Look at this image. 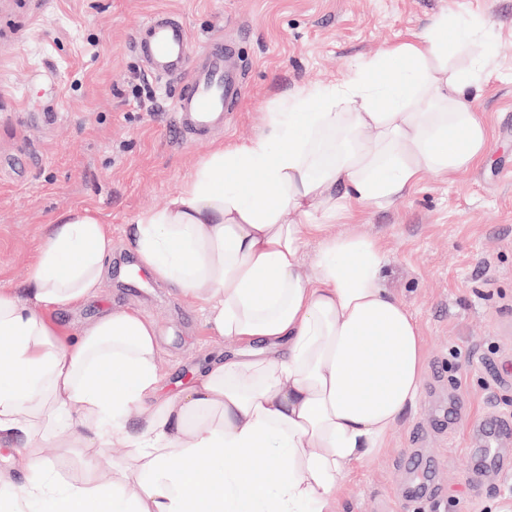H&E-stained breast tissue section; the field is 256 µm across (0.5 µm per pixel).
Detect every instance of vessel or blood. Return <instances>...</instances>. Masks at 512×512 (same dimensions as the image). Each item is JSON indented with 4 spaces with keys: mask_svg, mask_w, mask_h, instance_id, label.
<instances>
[{
    "mask_svg": "<svg viewBox=\"0 0 512 512\" xmlns=\"http://www.w3.org/2000/svg\"><path fill=\"white\" fill-rule=\"evenodd\" d=\"M131 49L170 101L177 142L202 139L241 98V74L229 64L235 47L219 35L194 45L179 13L160 10L137 24Z\"/></svg>",
    "mask_w": 512,
    "mask_h": 512,
    "instance_id": "obj_1",
    "label": "vessel or blood"
}]
</instances>
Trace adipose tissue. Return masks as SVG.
Wrapping results in <instances>:
<instances>
[{
  "mask_svg": "<svg viewBox=\"0 0 512 512\" xmlns=\"http://www.w3.org/2000/svg\"><path fill=\"white\" fill-rule=\"evenodd\" d=\"M482 27L434 17L341 83L283 98L259 135L215 150L136 219L142 265L241 345L183 394L163 393L156 329L135 310L59 341L50 313L98 296L112 237L89 210L56 217L24 292L0 288V442L69 423L86 475L52 485L41 453L20 449L28 479L7 512H336L337 486L415 406L425 340L383 285L378 241L325 222L485 156L471 106L493 56ZM117 442L126 461L101 479L95 461Z\"/></svg>",
  "mask_w": 512,
  "mask_h": 512,
  "instance_id": "adipose-tissue-1",
  "label": "adipose tissue"
}]
</instances>
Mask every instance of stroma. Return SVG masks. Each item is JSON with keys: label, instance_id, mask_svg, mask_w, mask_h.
Instances as JSON below:
<instances>
[{"label": "stroma", "instance_id": "obj_1", "mask_svg": "<svg viewBox=\"0 0 512 512\" xmlns=\"http://www.w3.org/2000/svg\"><path fill=\"white\" fill-rule=\"evenodd\" d=\"M167 9L195 44L224 33L246 64V87L223 133L174 143L170 110L135 88L151 78L131 51L134 27ZM440 14L482 19L494 75L473 109L491 137L477 166L427 177L396 204L353 208L332 235L358 233L387 253L384 285L425 338L417 405L389 446L336 489L338 512H512V474L470 480L492 417L512 410V0H0V287L24 288L55 217L86 208L109 224L99 295L52 315L74 333L133 309L158 334L162 386L175 395L240 348L201 306L141 268L129 246L137 216L162 208L221 144L254 138L284 94L340 82L359 58L424 31ZM65 435L0 445L10 491L25 483L20 448L51 459L64 486L84 461Z\"/></svg>", "mask_w": 512, "mask_h": 512}]
</instances>
